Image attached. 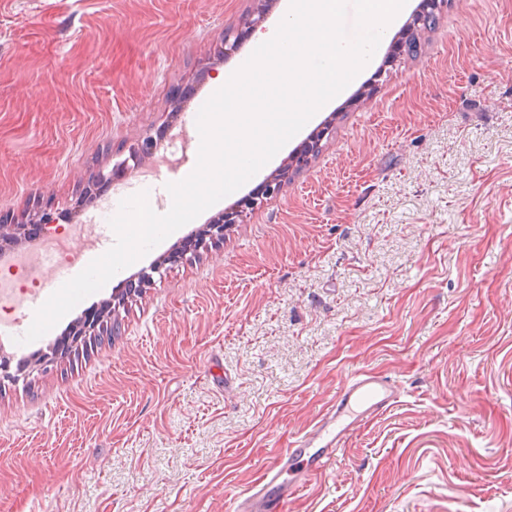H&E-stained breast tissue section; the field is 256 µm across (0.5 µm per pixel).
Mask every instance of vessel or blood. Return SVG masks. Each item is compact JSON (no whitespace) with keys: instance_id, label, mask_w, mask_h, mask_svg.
I'll return each instance as SVG.
<instances>
[{"instance_id":"1","label":"vessel or blood","mask_w":512,"mask_h":512,"mask_svg":"<svg viewBox=\"0 0 512 512\" xmlns=\"http://www.w3.org/2000/svg\"><path fill=\"white\" fill-rule=\"evenodd\" d=\"M397 398L387 377L368 370L352 376L312 429L283 452L285 459L302 466V479L290 483L277 468L267 469L262 484L246 490L237 512H288L304 481L326 470L354 427L385 413Z\"/></svg>"}]
</instances>
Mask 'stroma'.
I'll return each mask as SVG.
<instances>
[{
	"mask_svg": "<svg viewBox=\"0 0 512 512\" xmlns=\"http://www.w3.org/2000/svg\"><path fill=\"white\" fill-rule=\"evenodd\" d=\"M286 0H0V213L52 199L112 244V190L89 169L167 128L176 170L124 175L158 212L193 167L179 132ZM192 87L175 100L173 86ZM309 166L223 240L167 237L40 339L140 268L118 332L0 393V512H233V503L371 369L399 402L364 423L288 512H512V0H448L417 57L375 64L315 117ZM264 19L265 13L262 10H257L250 14L243 23V26L237 30L236 35L234 36V39L231 43L230 35L224 38L220 51L221 55H224V53L229 54L235 51L239 44L249 37L251 31L263 23Z\"/></svg>",
	"mask_w": 512,
	"mask_h": 512,
	"instance_id": "1",
	"label": "stroma"
}]
</instances>
